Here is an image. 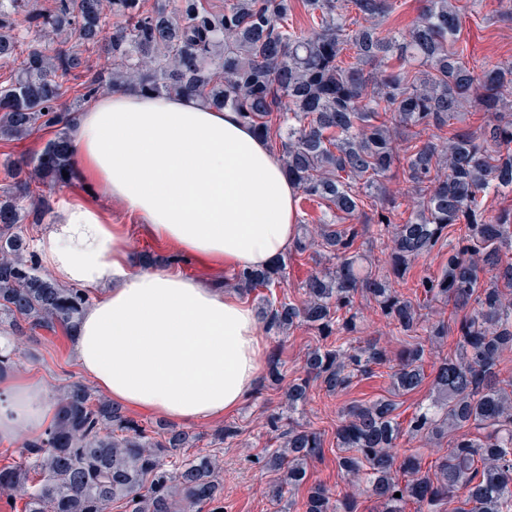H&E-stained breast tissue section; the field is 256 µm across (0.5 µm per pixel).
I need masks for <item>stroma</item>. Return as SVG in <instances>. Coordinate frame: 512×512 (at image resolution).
I'll list each match as a JSON object with an SVG mask.
<instances>
[{
  "label": "stroma",
  "mask_w": 512,
  "mask_h": 512,
  "mask_svg": "<svg viewBox=\"0 0 512 512\" xmlns=\"http://www.w3.org/2000/svg\"><path fill=\"white\" fill-rule=\"evenodd\" d=\"M457 4L462 16L457 47L462 50L467 64L479 71L512 59V16L506 14L501 0H457ZM356 338L360 341L378 339L393 353L409 343L408 337L393 334L366 301L360 305ZM317 344L314 333L304 327L291 331L284 338L269 333L264 339L265 351L277 352L290 379L297 375L307 349ZM18 348L17 373L38 374L53 398H61L69 385L85 379L66 334L40 331L20 340ZM389 389L387 370L383 367L375 369L372 375L354 379L347 391L337 395L330 396L319 387H312L309 402L292 414L294 421L320 432L324 439L322 455L313 458L307 466L310 483L324 485L335 496L351 492L350 479L336 468L338 412L353 401L367 402L388 396ZM285 390V385L259 380L255 391L235 412L190 424V431L199 436L197 450L217 453L222 461L224 512H281V505L268 494L270 486L279 482L280 475L263 469L256 458L278 445L264 423L271 411L284 407ZM227 423L239 427V437L231 443L214 444L215 429Z\"/></svg>",
  "instance_id": "obj_1"
}]
</instances>
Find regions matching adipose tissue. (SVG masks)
<instances>
[{
  "instance_id": "adipose-tissue-1",
  "label": "adipose tissue",
  "mask_w": 512,
  "mask_h": 512,
  "mask_svg": "<svg viewBox=\"0 0 512 512\" xmlns=\"http://www.w3.org/2000/svg\"><path fill=\"white\" fill-rule=\"evenodd\" d=\"M69 146L91 187L185 261L259 268L296 239L298 188L236 113L120 90L80 113ZM36 249L60 282L95 292L72 344L114 403L179 424L234 412L252 393L262 326L238 295L178 268L134 269L129 225L86 202L60 203ZM55 413L37 376L0 378L1 442Z\"/></svg>"
}]
</instances>
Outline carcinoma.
<instances>
[{
  "label": "carcinoma",
  "mask_w": 512,
  "mask_h": 512,
  "mask_svg": "<svg viewBox=\"0 0 512 512\" xmlns=\"http://www.w3.org/2000/svg\"><path fill=\"white\" fill-rule=\"evenodd\" d=\"M362 22L350 26L341 0H301L313 23L304 34L288 24L294 0H180L177 12L146 0H0V139L21 140L52 129L34 162H3L0 191V317L22 338L37 330L68 331L89 304L87 290L61 287L40 272L26 225L49 208L28 171L63 180L71 172L68 130L83 105L114 88L191 96L209 108L236 112L267 140L279 141L286 175L303 196L334 211V219L303 224L299 255L313 250L315 269L299 301L261 297L266 330L286 336L304 326L321 344L288 383V409L304 405L317 384L328 395L346 390L375 366L388 368L390 392L419 389L426 349L392 356L375 341L355 345L356 303L373 304L391 331L424 332L431 344L455 334L453 352L432 373L433 398L407 426L389 398L353 401L339 410L336 467L365 484L376 512H436L457 491L455 512H512V379L503 377L512 352V213L487 216L490 195L512 193V60L479 72L456 48L461 13L452 0H426L407 34H382L395 0H348ZM112 15L108 67L92 61L106 15ZM351 51L356 64L343 65ZM79 73L72 74V70ZM487 115L478 128L454 126L466 104ZM448 131L421 139L428 128ZM400 168L412 192V212L394 223L399 203L375 196L378 178ZM464 225L455 235V225ZM388 250L389 268L369 260L359 240ZM448 241V264L422 276L410 294L413 262ZM494 273L484 283L483 269ZM233 286L243 294L281 287L285 265L242 269ZM443 302L460 313L454 325L425 323L424 304ZM265 427L283 440L261 459L284 474L272 487L305 484L307 461L323 448L317 432L279 414ZM448 439L445 454L424 467L399 453L402 436ZM198 436L171 429L157 437L84 384L69 386L56 417L28 441L20 460L0 468V486H21V512H220L223 479L216 457L189 454ZM400 496H395V493ZM353 495L333 499L316 485L296 512H356Z\"/></svg>",
  "instance_id": "obj_1"
}]
</instances>
